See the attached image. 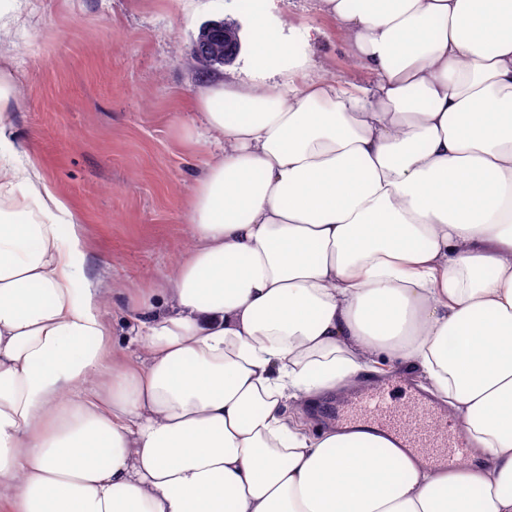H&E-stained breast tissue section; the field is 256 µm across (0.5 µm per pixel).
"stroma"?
I'll return each instance as SVG.
<instances>
[{
  "instance_id": "1",
  "label": "stroma",
  "mask_w": 512,
  "mask_h": 512,
  "mask_svg": "<svg viewBox=\"0 0 512 512\" xmlns=\"http://www.w3.org/2000/svg\"><path fill=\"white\" fill-rule=\"evenodd\" d=\"M277 7L298 40L326 23L317 0ZM212 20L248 35L232 0H0L16 147L81 228L121 362L139 353L132 299L160 287L192 246L187 211L211 148L184 138L201 81L190 46ZM313 53L343 86L370 80L335 34Z\"/></svg>"
}]
</instances>
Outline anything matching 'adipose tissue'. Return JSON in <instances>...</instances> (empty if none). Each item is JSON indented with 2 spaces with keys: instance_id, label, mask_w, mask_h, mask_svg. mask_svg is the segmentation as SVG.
I'll list each match as a JSON object with an SVG mask.
<instances>
[{
  "instance_id": "adipose-tissue-1",
  "label": "adipose tissue",
  "mask_w": 512,
  "mask_h": 512,
  "mask_svg": "<svg viewBox=\"0 0 512 512\" xmlns=\"http://www.w3.org/2000/svg\"><path fill=\"white\" fill-rule=\"evenodd\" d=\"M251 82L205 81L216 142L194 246L133 305L114 364L86 249L0 113L5 512H512V0H320L368 85L343 88L274 0ZM424 374L479 456L306 432L388 363Z\"/></svg>"
}]
</instances>
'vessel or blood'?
<instances>
[{
  "mask_svg": "<svg viewBox=\"0 0 512 512\" xmlns=\"http://www.w3.org/2000/svg\"><path fill=\"white\" fill-rule=\"evenodd\" d=\"M432 414L431 402L422 394L408 396L402 404L385 390L372 387L358 394L352 402L337 406L335 419L382 432L401 447L428 454L445 468L468 455V442L456 423L436 430Z\"/></svg>",
  "mask_w": 512,
  "mask_h": 512,
  "instance_id": "obj_1",
  "label": "vessel or blood"
}]
</instances>
